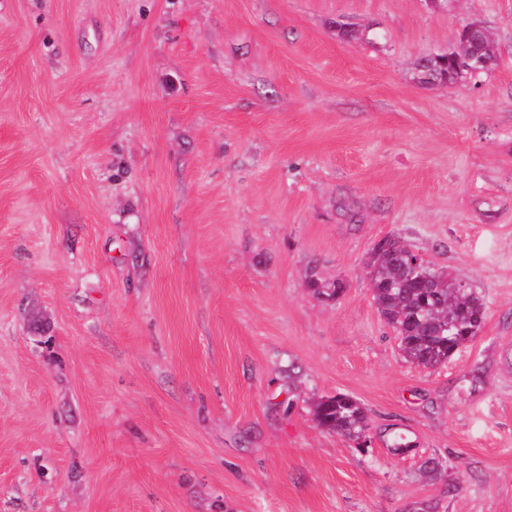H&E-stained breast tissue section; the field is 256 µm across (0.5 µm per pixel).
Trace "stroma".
Wrapping results in <instances>:
<instances>
[{
	"label": "stroma",
	"mask_w": 512,
	"mask_h": 512,
	"mask_svg": "<svg viewBox=\"0 0 512 512\" xmlns=\"http://www.w3.org/2000/svg\"><path fill=\"white\" fill-rule=\"evenodd\" d=\"M385 238L486 301L443 365ZM0 512H512V0H0ZM480 36V27L477 24L468 27L466 30H462V37L474 45L472 47V53L470 57V45L458 39V45L448 49V52L443 53L441 55L425 57L419 60L417 62L416 68V75L418 81L420 83H425L426 81L432 80L431 75L434 74L435 63L440 65L442 63L448 62V71L453 72L457 68L463 69L467 65V59L469 57V61L473 62L475 67H487L488 62L482 56L481 51L475 48L480 44ZM448 54L451 57L449 60ZM371 280L380 282L373 299L394 331L407 326V335L398 336L405 357L423 367H435L454 355L453 351L472 341L475 331L467 311L486 305L478 293L462 292L448 279L431 288H416L418 276L406 275L391 252H384L372 265ZM314 420L322 429L344 437L358 438L368 427V416L359 402L348 395H336L319 401L313 410Z\"/></svg>",
	"instance_id": "35a3bbf8"
}]
</instances>
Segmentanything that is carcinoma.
<instances>
[{"instance_id": "1", "label": "carcinoma", "mask_w": 512, "mask_h": 512, "mask_svg": "<svg viewBox=\"0 0 512 512\" xmlns=\"http://www.w3.org/2000/svg\"><path fill=\"white\" fill-rule=\"evenodd\" d=\"M470 45L458 41L448 49V71L464 68ZM372 279L382 284L373 299L378 310L392 326L408 327L399 337L405 357L423 367L447 362L453 351L476 337L470 316L464 309L486 308L478 293L463 292L457 282L417 287V277L402 270L398 258L384 252L372 265ZM314 420L322 429L344 437L355 438L368 427V416L359 402L348 395H336L319 401L313 410Z\"/></svg>"}]
</instances>
